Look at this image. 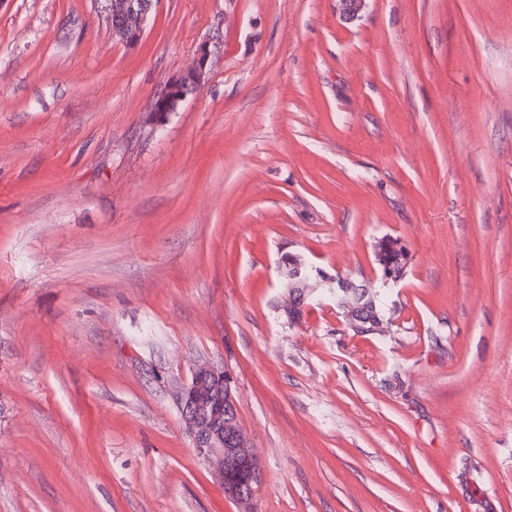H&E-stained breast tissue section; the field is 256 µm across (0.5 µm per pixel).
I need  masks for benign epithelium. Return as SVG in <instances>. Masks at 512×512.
Returning a JSON list of instances; mask_svg holds the SVG:
<instances>
[{
	"label": "benign epithelium",
	"instance_id": "1",
	"mask_svg": "<svg viewBox=\"0 0 512 512\" xmlns=\"http://www.w3.org/2000/svg\"><path fill=\"white\" fill-rule=\"evenodd\" d=\"M367 0H336V11L346 20L359 16ZM158 0H111L100 7V15L112 27V37L134 47L145 34ZM211 52L202 44L192 63L168 80L152 102V112H172L188 96L196 94L204 84ZM290 287L289 308L292 317L300 316L305 300V288L310 279V267L293 255L282 260ZM317 285L327 287L336 297V305L346 310L347 326L357 336L374 333L379 322L368 317L372 296L365 284L348 278L332 279L317 274ZM177 399L183 419L192 436L196 453L213 467L216 481L225 494L241 505H248L252 495L245 490L260 481V466L240 426L237 404L230 377L211 365L197 366L191 381L179 391Z\"/></svg>",
	"mask_w": 512,
	"mask_h": 512
}]
</instances>
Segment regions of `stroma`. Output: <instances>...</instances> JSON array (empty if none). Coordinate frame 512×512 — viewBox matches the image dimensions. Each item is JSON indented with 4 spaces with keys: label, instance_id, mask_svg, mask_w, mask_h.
Returning a JSON list of instances; mask_svg holds the SVG:
<instances>
[{
    "label": "stroma",
    "instance_id": "stroma-1",
    "mask_svg": "<svg viewBox=\"0 0 512 512\" xmlns=\"http://www.w3.org/2000/svg\"><path fill=\"white\" fill-rule=\"evenodd\" d=\"M287 253L378 331L316 286L289 319ZM203 363L252 512H512V0H160L135 47L0 0V512H243L180 414ZM210 57L209 46L201 44L192 63L168 80L158 92L150 112H173L188 95L196 94L204 84ZM317 277V285L331 288L330 292L336 297V305L346 310L347 326L355 335L366 336L377 330L379 322L367 318L371 313L369 308L372 296L366 284L348 278L332 279L323 272L318 273ZM177 399L198 456L212 465L216 481L229 498L250 504L253 493L245 495V490L260 481V466L240 426L230 377L214 366L199 365ZM229 461L235 463L237 475L227 483Z\"/></svg>",
    "mask_w": 512,
    "mask_h": 512
}]
</instances>
